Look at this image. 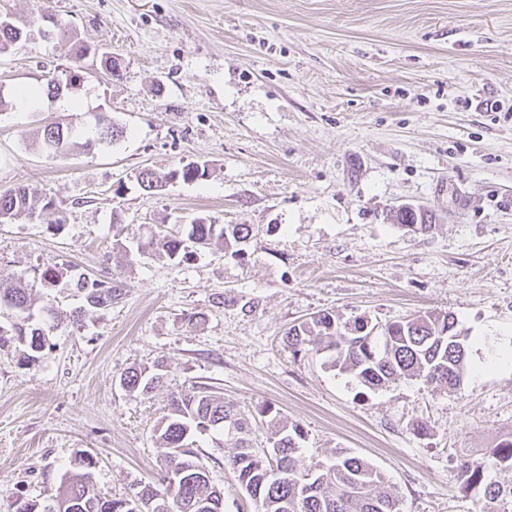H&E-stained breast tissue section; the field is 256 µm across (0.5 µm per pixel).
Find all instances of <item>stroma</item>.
Wrapping results in <instances>:
<instances>
[{
  "instance_id": "stroma-1",
  "label": "stroma",
  "mask_w": 512,
  "mask_h": 512,
  "mask_svg": "<svg viewBox=\"0 0 512 512\" xmlns=\"http://www.w3.org/2000/svg\"><path fill=\"white\" fill-rule=\"evenodd\" d=\"M0 13L29 33L0 52V84L82 77L73 109L46 98L0 111V190L52 196L62 220L0 225V275L60 315H34L50 338L36 361L0 345V512L49 502L82 453L105 495L157 482L170 394L200 383L300 424L307 454L364 459L402 512H482L459 464L512 439V0H0ZM76 38L111 51L119 76L74 60ZM95 111L124 130L112 148L51 157L22 144ZM190 162L208 177L155 193L136 182ZM401 205L429 210L431 229L393 223ZM201 217L252 225L245 258L140 251L154 225ZM72 267L121 282V296L86 307ZM324 310L383 324L451 312L468 337L463 384L374 391L326 354L292 353L285 331ZM159 362L163 387H121L127 369ZM197 452L224 512H256L224 465L230 442Z\"/></svg>"
}]
</instances>
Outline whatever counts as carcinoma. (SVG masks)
I'll return each instance as SVG.
<instances>
[{
    "instance_id": "1",
    "label": "carcinoma",
    "mask_w": 512,
    "mask_h": 512,
    "mask_svg": "<svg viewBox=\"0 0 512 512\" xmlns=\"http://www.w3.org/2000/svg\"><path fill=\"white\" fill-rule=\"evenodd\" d=\"M27 40V30L8 16L0 15V52ZM99 59L109 74L120 71L118 59L97 46L82 44L76 52L79 61L88 55ZM123 136L122 128L102 114L92 127L77 128L70 124L51 123L36 134L40 149L57 156L83 141L88 147H110ZM208 165L188 163L180 168L181 180L187 183L205 178ZM137 182L145 191L165 186L161 173L143 168ZM56 200L41 197L27 186L0 190V224H9L25 216L38 215L49 224H61L55 217ZM398 224L425 231L431 227L427 210L395 211ZM249 224H217L200 218L189 225L187 235L159 228L150 232L141 248L158 253L170 261L182 262L193 246H215L245 259L244 244L251 238ZM70 285L82 294L85 305L101 308L112 304L119 287L112 282L91 279L72 272ZM32 289L22 280L0 278V305L25 314L33 305ZM356 318L344 321L336 313L322 311L314 317L288 328L285 346L297 354L302 350L330 352L329 367L350 373L369 389L388 387L405 381L422 380L454 389L463 381L467 370L468 336L457 329L449 312H427L415 318L384 325ZM14 335L27 343L30 351L43 345L42 329L28 323L13 326ZM164 380L163 365L131 368L121 377L128 394L144 395ZM260 413L271 417L273 429L267 448L253 446L249 436L252 423L234 404L204 384L171 394L167 413L160 421L158 439L165 448L163 476L160 484L147 485L134 497L104 496L98 493L91 469L96 461L89 455L78 460L84 469L63 482L62 490L52 503L38 509V504L19 498L14 512H224V489L210 482L209 471L198 452L186 440L194 433H221L232 441L236 451L227 464L236 474L241 487L255 501L258 512H401L399 496L384 475L365 460L343 451H335L323 462L304 455L301 441L303 428L279 418V412L264 407ZM506 465L512 469V441L491 452V461L463 459L460 478L465 488L479 487L486 500V512H512V483L503 484L488 476L489 468ZM280 475L273 477L274 469ZM177 482H171L173 476ZM136 501V509L126 503Z\"/></svg>"
}]
</instances>
